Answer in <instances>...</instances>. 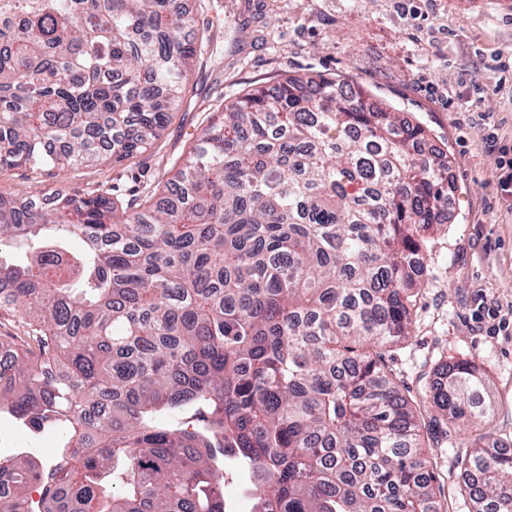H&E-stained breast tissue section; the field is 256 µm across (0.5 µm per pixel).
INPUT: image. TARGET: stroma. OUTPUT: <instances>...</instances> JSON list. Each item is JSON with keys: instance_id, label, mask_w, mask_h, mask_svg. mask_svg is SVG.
<instances>
[{"instance_id": "obj_1", "label": "stroma", "mask_w": 512, "mask_h": 512, "mask_svg": "<svg viewBox=\"0 0 512 512\" xmlns=\"http://www.w3.org/2000/svg\"><path fill=\"white\" fill-rule=\"evenodd\" d=\"M207 41L179 105L144 152L97 166L22 168L0 174V196L25 200L65 190L109 192L126 207L159 192L227 99L287 74L353 83L372 100L421 122L451 161L456 184L448 217L430 232L412 334L383 347L403 393L421 399L440 357L475 362L495 406L490 444L512 453V326L492 330L477 304L512 316V210L497 192L498 148L512 146V0H184ZM473 429L459 427L448 450L424 430L425 451L448 512H468L458 457ZM61 438L0 415V459L26 452L56 461Z\"/></svg>"}]
</instances>
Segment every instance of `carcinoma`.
<instances>
[{
    "label": "carcinoma",
    "mask_w": 512,
    "mask_h": 512,
    "mask_svg": "<svg viewBox=\"0 0 512 512\" xmlns=\"http://www.w3.org/2000/svg\"><path fill=\"white\" fill-rule=\"evenodd\" d=\"M195 26L182 0H0V172L146 149ZM428 141L349 84L288 75L225 105L130 211L0 196V312L27 328L0 414L62 435L50 466L0 461V512H227L231 463L254 512H444L421 408L445 434L489 424L484 372L442 360L420 404L379 353L411 335L415 260L455 191ZM17 239L21 263L1 256ZM487 437L460 483L474 512H512V454Z\"/></svg>",
    "instance_id": "carcinoma-1"
}]
</instances>
